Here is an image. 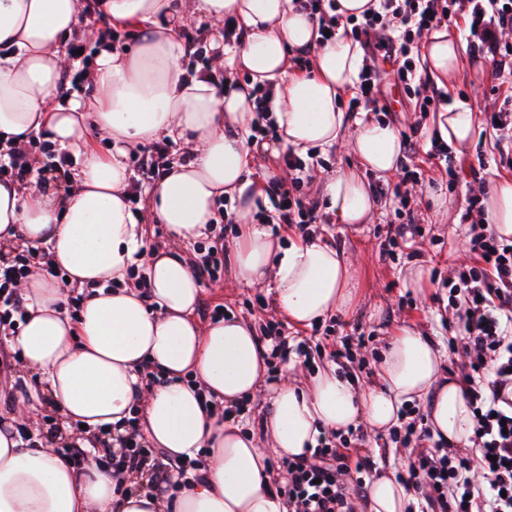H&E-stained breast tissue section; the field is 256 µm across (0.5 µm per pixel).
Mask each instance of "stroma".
Instances as JSON below:
<instances>
[{"label": "stroma", "instance_id": "1", "mask_svg": "<svg viewBox=\"0 0 512 512\" xmlns=\"http://www.w3.org/2000/svg\"><path fill=\"white\" fill-rule=\"evenodd\" d=\"M492 69L489 63L472 57L469 46L461 48V73L444 89L451 99L469 102L477 117L488 112H511L512 99L492 92ZM385 119L398 134L415 133L421 142H428L437 123L436 113L415 112V99L403 86H385L378 97ZM491 129L480 126L473 145L463 150H450L448 159L431 169V182L415 187V199L424 218V236L413 246L412 258H400L396 267L385 266L380 260L381 245L387 226L396 219L392 206L378 205L372 220L366 224H342L338 220L319 225L317 235L327 244L346 255L354 272V300L345 309L329 314L319 323V333L340 331L363 334L364 343L354 354L351 374L359 382L374 379L376 370L390 340L405 327L417 329L441 349L444 354L445 377L461 375V359L450 350L452 335L445 325L452 315L448 304L446 283L453 269L465 261L463 247V215L469 194L464 184L451 181L445 175L447 165L469 164L476 158V147L492 151ZM421 265L429 277L422 290L405 287L409 268ZM232 251L224 253V269L218 282L201 293L202 301L223 305L225 310L242 316L253 325L271 317L272 309H260L259 297L265 289L236 281ZM369 446L376 460V469L394 474L407 466L414 456L409 449L396 444L391 433H370Z\"/></svg>", "mask_w": 512, "mask_h": 512}]
</instances>
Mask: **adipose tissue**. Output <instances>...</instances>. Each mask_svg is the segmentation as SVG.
<instances>
[{"label":"adipose tissue","instance_id":"ef3b65f1","mask_svg":"<svg viewBox=\"0 0 512 512\" xmlns=\"http://www.w3.org/2000/svg\"><path fill=\"white\" fill-rule=\"evenodd\" d=\"M83 10V0H0V145L42 131L74 158L62 189L0 183V244L20 237L46 246L67 275L58 283L38 262L20 284L28 314L8 345L23 372L41 380L20 403L30 413L50 399L63 424H81L88 447L140 414L154 446L179 460H203V477L170 501L124 490L96 463L80 470L54 443L23 439L9 419L0 422V512H286L270 491L274 474L258 440L205 406L214 400L229 408L261 392L269 402L265 434L283 457L305 454L324 430L362 422L386 430L403 404L422 397L430 400L434 437L468 445L473 417L464 385L443 376L442 352L418 330L402 329L391 340L368 385L327 367L307 383L270 387L266 349L247 320L231 314L202 325L195 318L200 283L178 246L206 237L223 197L239 203L242 230L232 245L239 280L267 285L273 309L299 327L349 307L354 280L342 254L317 237L282 244L257 223L267 198L251 179L256 148L247 134L256 117L252 85L273 83L271 117L283 147L304 154L349 138L362 170L329 179L328 209L340 223H368L374 202L363 174H392L401 139L390 124L351 119L339 105L359 79V43L340 35L319 45L316 27L290 0H97L99 15L136 30L139 42L123 54L101 48L90 62L92 90L68 93L61 76L76 62L67 41L85 26ZM230 16L242 40L210 43L227 86L205 72L181 71L184 47L169 18L217 32ZM300 49L315 53L311 75L289 72V53ZM423 59L439 83L460 70L458 43L444 33L430 36ZM240 72L249 82L235 84ZM476 129L465 102L439 114L438 131L454 147L467 146ZM97 137L110 142L109 154L92 148ZM165 138L182 142L192 159L171 166L150 192L146 212L172 240L150 249L128 200L125 160ZM486 219L497 235L512 238L511 181L493 187ZM136 267L147 272V291L127 282ZM74 290L86 295L75 319L65 309ZM148 369L165 382L147 386ZM414 502L385 474L369 489L370 512H407Z\"/></svg>","mask_w":512,"mask_h":512}]
</instances>
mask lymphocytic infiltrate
Returning a JSON list of instances; mask_svg holds the SVG:
<instances>
[{
    "label": "lymphocytic infiltrate",
    "mask_w": 512,
    "mask_h": 512,
    "mask_svg": "<svg viewBox=\"0 0 512 512\" xmlns=\"http://www.w3.org/2000/svg\"><path fill=\"white\" fill-rule=\"evenodd\" d=\"M378 5L353 22V38L375 36L377 47L395 66L398 81L412 88L418 110L438 111L448 103L447 93L428 84L418 74L415 63L423 37L432 31L465 23L474 49L484 53L494 73L512 82V0H377ZM383 71L376 55H368L360 82L348 101L351 114L376 109ZM288 180L271 177L265 191L271 204L266 223L274 230L292 231L309 239L325 216L314 202L302 197L303 182L311 180V168L295 153L283 155ZM53 178H68L65 160L39 167L28 148L0 150V182L21 186L40 184ZM422 168H402L396 184H378L379 196L396 207L398 223L386 231L388 247L384 263L395 260L397 248L422 236L411 205V189L423 181ZM471 255L469 264L458 267L449 281V303L454 312L448 329L457 341L455 350L467 360L464 375L466 397L473 409L474 436L471 452H463L443 442H433L421 406H414L402 424L397 442L415 446L419 454L397 479L421 500L420 512H512V242L499 240L483 220L472 221L464 233ZM29 258L16 253L0 261V335L13 330L26 308L14 284L27 272ZM260 343L270 345L271 358L288 362L292 356H309L310 345L292 342L284 322L270 319L261 327ZM365 436L348 443L342 433L331 431L320 437L314 450L283 461L288 479L276 485L287 512H357L367 507L366 483L375 463L364 454ZM99 459L113 472L127 477L131 488L149 487L163 493L173 477H188L202 468L198 460L164 461L152 448L137 424H130L119 445L99 441L94 448Z\"/></svg>",
    "instance_id": "lymphocytic-infiltrate-1"
}]
</instances>
